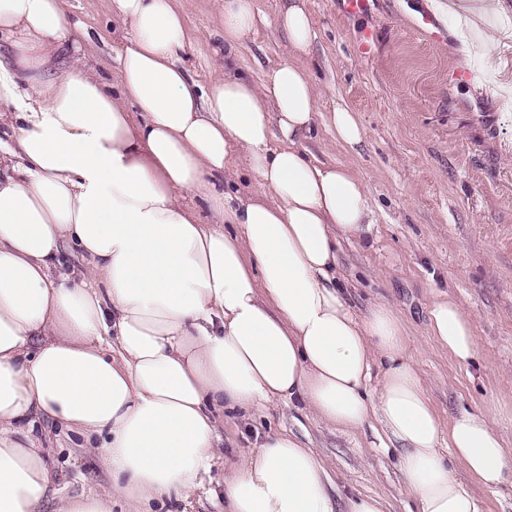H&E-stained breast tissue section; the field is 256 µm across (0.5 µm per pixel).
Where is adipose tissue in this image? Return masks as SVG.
<instances>
[{
  "label": "adipose tissue",
  "mask_w": 512,
  "mask_h": 512,
  "mask_svg": "<svg viewBox=\"0 0 512 512\" xmlns=\"http://www.w3.org/2000/svg\"><path fill=\"white\" fill-rule=\"evenodd\" d=\"M64 5L0 0L13 39L0 53V512L49 499L56 512H143L188 501L219 464L226 512H388L380 497L342 495L284 430L222 460L225 413L280 402L334 430L376 423L417 512H483L473 486L512 484L503 438L482 411L442 420L395 311L357 314L338 283L341 239L372 237L367 186L308 144L324 130L352 149L365 130L348 108L322 109L298 61L314 38L306 0H282L276 24L296 55L258 83L241 64L255 0H224V66L205 85L181 64V0H110L128 30L112 81L87 67ZM429 7L477 28L512 0ZM67 246L80 280L51 275ZM426 333L459 364L477 353L452 298L433 302ZM40 420L104 459V492H63Z\"/></svg>",
  "instance_id": "1"
}]
</instances>
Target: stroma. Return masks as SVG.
I'll return each instance as SVG.
<instances>
[{
    "mask_svg": "<svg viewBox=\"0 0 512 512\" xmlns=\"http://www.w3.org/2000/svg\"><path fill=\"white\" fill-rule=\"evenodd\" d=\"M315 38L303 62L324 106L341 105L359 117L366 142L352 152L321 132L312 149L323 161L351 166L365 181L375 221V241L341 240L338 273L363 311L386 301L409 332V349L428 394L442 417L462 410L489 412L512 453V92L500 90L481 58L467 54L476 30L456 16L432 41L416 23L425 0H377L368 14H349L342 0H309ZM278 0H256V33L242 51L254 81L269 63L291 57L277 28ZM219 0H186L192 47L182 63L208 83L215 48ZM72 25L87 31L88 66L111 77L124 29L107 0H66ZM374 35L370 54L357 44ZM474 73L477 83L457 81ZM455 299L471 319L479 350L470 365L457 364L426 336L432 303ZM288 430L317 449L347 494L385 498L390 512H412L397 491L394 452L377 431H332L293 406L255 413L251 426L224 422V451L252 452L259 432ZM63 435L55 450L59 482L107 488L105 461Z\"/></svg>",
    "mask_w": 512,
    "mask_h": 512,
    "instance_id": "35a3bbf8",
    "label": "stroma"
}]
</instances>
